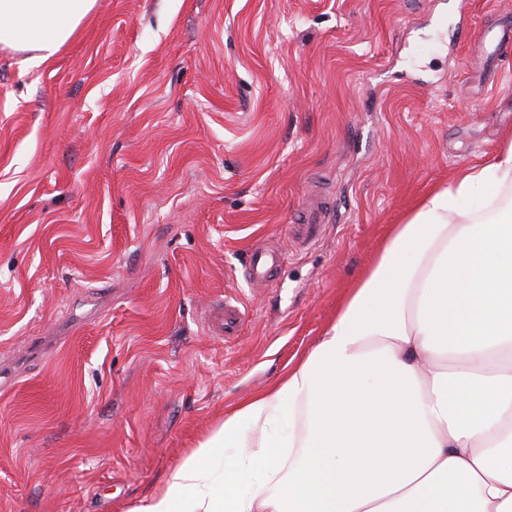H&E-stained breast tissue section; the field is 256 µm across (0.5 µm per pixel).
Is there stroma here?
Instances as JSON below:
<instances>
[{
    "instance_id": "35a3bbf8",
    "label": "stroma",
    "mask_w": 512,
    "mask_h": 512,
    "mask_svg": "<svg viewBox=\"0 0 512 512\" xmlns=\"http://www.w3.org/2000/svg\"><path fill=\"white\" fill-rule=\"evenodd\" d=\"M511 22L512 0H97L45 63L0 48V512H134L307 353L391 225L501 148L512 47L478 36ZM322 218V202L314 198H309L300 211L298 224H293V230L295 234L303 236L305 239L313 238L318 232ZM277 260L278 256L275 252L255 249L249 254L245 266L248 279L257 284L268 282L273 276ZM239 324V313L235 308L227 305L211 313L208 318L210 330L216 335L229 336L238 330Z\"/></svg>"
}]
</instances>
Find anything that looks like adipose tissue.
Here are the masks:
<instances>
[{
    "label": "adipose tissue",
    "instance_id": "ef3b65f1",
    "mask_svg": "<svg viewBox=\"0 0 512 512\" xmlns=\"http://www.w3.org/2000/svg\"><path fill=\"white\" fill-rule=\"evenodd\" d=\"M95 5L0 0V47L44 63ZM134 512H512V140L392 225L313 348Z\"/></svg>",
    "mask_w": 512,
    "mask_h": 512
}]
</instances>
